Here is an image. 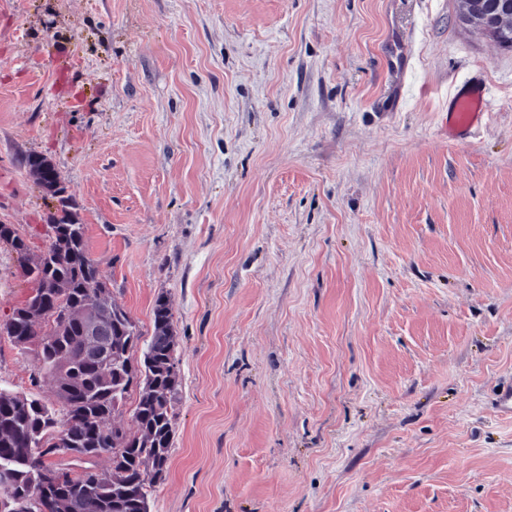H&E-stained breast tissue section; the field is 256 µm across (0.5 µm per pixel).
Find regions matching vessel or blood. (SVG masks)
<instances>
[{
	"instance_id": "vessel-or-blood-1",
	"label": "vessel or blood",
	"mask_w": 512,
	"mask_h": 512,
	"mask_svg": "<svg viewBox=\"0 0 512 512\" xmlns=\"http://www.w3.org/2000/svg\"><path fill=\"white\" fill-rule=\"evenodd\" d=\"M445 124L449 135L475 140L490 119L497 93L492 85L473 84L470 80L451 83L446 96Z\"/></svg>"
}]
</instances>
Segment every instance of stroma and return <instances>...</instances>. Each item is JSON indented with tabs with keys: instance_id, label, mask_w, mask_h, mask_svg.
<instances>
[{
	"instance_id": "obj_1",
	"label": "stroma",
	"mask_w": 512,
	"mask_h": 512,
	"mask_svg": "<svg viewBox=\"0 0 512 512\" xmlns=\"http://www.w3.org/2000/svg\"><path fill=\"white\" fill-rule=\"evenodd\" d=\"M457 3L0 0V224L45 247L44 156L113 299L172 306L151 512H512V51ZM38 370L0 340V388L53 403ZM496 100V90L490 84L474 85L469 79L452 82L446 96L448 111L444 108L439 111L448 112L442 113L448 135L460 136L469 142L475 140L492 116ZM47 158L38 155H29L25 159V164L30 170L42 171V182L46 189L50 192L62 196L63 188L58 183L55 167H45Z\"/></svg>"
}]
</instances>
